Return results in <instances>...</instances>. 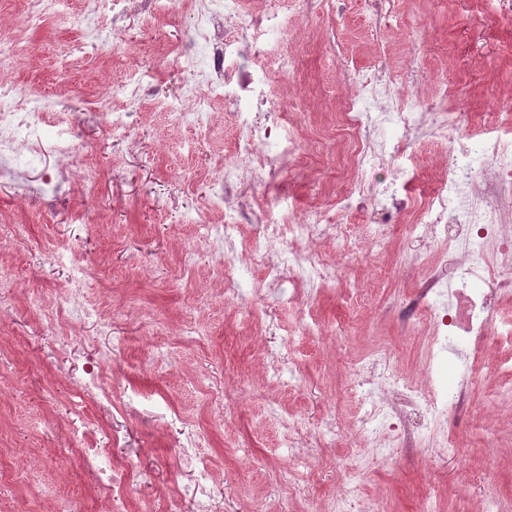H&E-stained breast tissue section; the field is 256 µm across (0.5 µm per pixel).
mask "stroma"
<instances>
[{
    "label": "stroma",
    "mask_w": 512,
    "mask_h": 512,
    "mask_svg": "<svg viewBox=\"0 0 512 512\" xmlns=\"http://www.w3.org/2000/svg\"><path fill=\"white\" fill-rule=\"evenodd\" d=\"M257 27L239 46L234 23L217 19L215 38L249 62L250 44L266 57L268 93L285 115L281 138L318 150L319 113L339 112L354 93L344 71L386 68L401 97L432 101L447 83L448 105L461 126L512 97V0H383L385 21H368V0H244ZM22 0H0V40L24 51L0 77V98L25 93L58 102L50 125L71 128L75 170L96 177L71 194L45 202L37 193L57 160L22 161L28 191L0 178V512H97L101 488L77 455L76 432L97 427L98 447L110 448L130 471L124 493L131 512H261L277 493L281 512H324L342 487L346 463L365 456L358 427L363 409L352 390L351 363L381 350L398 377L426 380L427 338L407 326L408 299L423 277L422 239L399 220L385 226L383 244L327 238L311 248L336 265L334 283L307 289L268 287L250 266L240 293L224 291L225 263L197 246L187 218L202 209L213 177L232 160L238 131L234 104L215 91L217 108L203 131L178 123L167 104L182 97L188 74L173 59L150 53L159 34L183 53L193 49L189 0H99L93 15L60 0L54 15L25 29ZM277 24L278 40L267 35ZM102 41L86 45L72 70L61 62L86 25ZM295 53L294 74L281 71ZM136 81L137 102L115 101L130 114L127 138L107 135L93 90ZM256 195L283 198L297 211L316 201L318 171L253 176ZM28 227L17 239L16 224ZM92 276L85 289L98 309L76 335L61 341L57 312L68 287L66 251ZM109 353L102 385L111 402L80 397L75 379L87 358ZM282 373L273 376V358ZM500 352L487 350L483 374L470 387L449 427L455 457L406 438L369 464L358 493L380 512H417L432 496L445 512H481L484 485L499 494V512H512V411L491 395L512 381ZM312 431L331 425L335 436L313 447L299 469L303 497L278 490L288 462L284 419ZM194 440L211 470L198 485L181 447Z\"/></svg>",
    "instance_id": "obj_1"
}]
</instances>
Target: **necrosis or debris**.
Here are the masks:
<instances>
[{"instance_id": "necrosis-or-debris-1", "label": "necrosis or debris", "mask_w": 512, "mask_h": 512, "mask_svg": "<svg viewBox=\"0 0 512 512\" xmlns=\"http://www.w3.org/2000/svg\"><path fill=\"white\" fill-rule=\"evenodd\" d=\"M240 2L195 0L194 51L185 62L192 73L204 78L210 71H223L224 84L232 89L239 130L236 160L215 178L208 202L209 210L223 213L224 221L199 222V243L219 255L228 248L241 249L249 260L266 264L269 284L290 277L314 285L335 281L336 266L308 251V243L346 233L328 215V208L346 212L354 200L366 199L395 211L403 224L424 228L428 236L437 238L442 249L427 257L425 275L407 317L412 330L423 331L429 338L427 383L413 386L393 378L376 353L357 362L355 374L373 380L362 396L360 423L368 437L378 439L390 419H399L410 430L422 418L436 447H453L448 421L479 372V356L489 347L512 349V318L497 316L500 297L512 295V206L505 202L512 191V141L484 132L462 141L454 139L457 118L446 107L447 93H440V106L411 105L394 98L385 70L348 72L346 79L358 92L345 101L328 128L342 163L330 178L332 186L323 196V205L314 206L297 221L268 218L258 235L242 240V215L258 203L246 171L275 175L291 166L308 168L309 163L299 148L279 147L276 133L284 117L265 111L267 92L255 70L225 66L222 52L211 41L210 24L219 14L235 20L241 31L249 30L252 22L241 13ZM184 98L191 104L190 111H183L176 102L169 105L176 120L207 128L213 115L212 96L193 83ZM54 106V101L42 96L28 99L20 108L0 106L1 176L11 175L22 156L42 154L47 115ZM422 129L448 154L445 164L434 170L429 191L409 198L414 177L401 169L393 170L381 192L367 186L362 178L365 168L403 152ZM93 433V423H85L79 435V457L88 474L107 491L101 512H124L115 493L124 466L107 449L91 445Z\"/></svg>"}]
</instances>
